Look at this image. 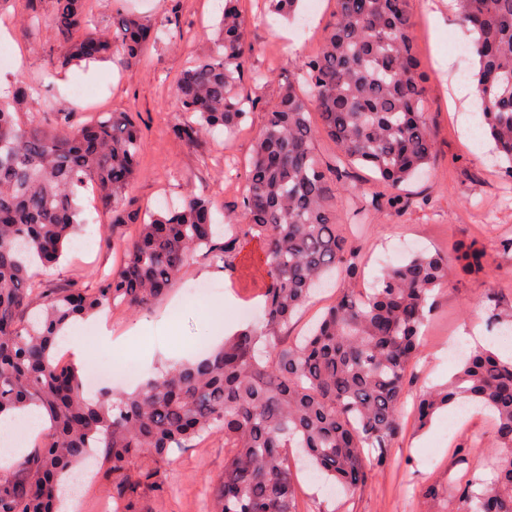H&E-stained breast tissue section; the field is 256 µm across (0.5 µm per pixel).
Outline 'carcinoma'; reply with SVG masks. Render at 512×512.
Returning <instances> with one entry per match:
<instances>
[{"mask_svg":"<svg viewBox=\"0 0 512 512\" xmlns=\"http://www.w3.org/2000/svg\"><path fill=\"white\" fill-rule=\"evenodd\" d=\"M238 2L224 0L214 51L175 83L176 130L188 140L216 129L229 140L247 117L252 100L241 91L247 44ZM266 2L269 12L292 18L299 0ZM86 4L54 0L48 27L66 55L47 75L73 62L132 64L149 44L171 36L120 8L110 27L89 33ZM455 4L472 35L483 133L512 174V0ZM426 102L410 0H336L318 51L267 108L240 211L224 217L219 233L210 198L193 191L181 209L137 219L129 189L144 139L128 113L93 112L74 125L65 112L50 131L38 83L17 81L0 94V416L34 407L50 423L46 442L24 457L19 472L0 475V512H59L60 478L90 467L96 448L112 461V498L132 512L134 490L164 492L171 454L213 431L224 434L226 448L214 512H302L291 448L346 493L385 467L401 433V399L431 299L448 283V257L420 251L387 265L371 293L342 289L302 341L285 343L280 332L325 274H352L360 264L359 252L337 233L317 136L372 170L397 203L401 187L434 155ZM88 186L112 223L139 228L100 287L49 291L31 269L58 265L84 223L79 196ZM250 241L262 245L268 274L259 323L133 392L86 397L84 374L56 356L68 322L121 306L148 310L199 251L230 269ZM462 259L480 270L486 253L471 245ZM463 402L493 415L495 478L488 487L474 475L463 485H431L424 495L434 502L448 495L458 512H512V358L470 348L447 384L422 393L415 424L423 429L437 411ZM132 463L139 464L134 473Z\"/></svg>","mask_w":512,"mask_h":512,"instance_id":"obj_1","label":"carcinoma"}]
</instances>
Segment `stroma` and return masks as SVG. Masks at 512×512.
Here are the masks:
<instances>
[{
    "label": "stroma",
    "mask_w": 512,
    "mask_h": 512,
    "mask_svg": "<svg viewBox=\"0 0 512 512\" xmlns=\"http://www.w3.org/2000/svg\"><path fill=\"white\" fill-rule=\"evenodd\" d=\"M124 8L170 29V40L148 49L132 66L109 61L70 66L66 75L45 77L46 62L61 58L64 48L47 28L27 23L28 0H0V16L7 18L10 39L1 48L25 61L22 74L0 71V91L23 77L42 80L44 95L55 103L46 128L56 115L70 113L84 120L90 109L126 112L141 129L146 147L140 173L130 196L137 211L178 207L187 192L210 196L215 218L236 208L237 185L243 184L245 163L262 126L266 108L282 87L304 69L321 44L332 20L335 0H302L300 18L289 22L269 14L264 0H241L245 20L247 74L265 73L266 81L251 87L257 104L233 139L203 136L190 142L174 130L178 110L174 85L187 63L213 47L214 26L224 0H123ZM416 38L427 78L428 123L435 153L422 177L411 180L402 193L405 204L389 205V190L374 183L368 170L341 164L333 143L317 138L315 151L324 167L342 168L335 181L340 228L363 256L358 273L349 280L331 279L288 325L290 338L304 336L324 306L342 285L372 288L380 267L377 259L393 251L397 259L424 249L454 256L459 244L474 243L488 254L485 268L470 273L453 266L446 288L435 291L420 358L411 371L401 409L403 433L391 450L389 464L375 471L365 487L343 494L309 469L295 468V481L312 512H430L421 495L424 487L447 481L449 474L470 469L492 482V421L487 410L471 405L439 412L426 429L413 422V404L429 386L444 384L456 372L455 351L470 348L472 332H480L492 348L512 349V335L491 324L488 296L512 304V254L502 246L512 240V177L507 176L488 152H477L469 133L478 122V107L454 95L455 88L470 85L463 65L452 59L453 48L470 35L448 10V0H411ZM445 16L442 42H434L430 18ZM90 214L80 236L73 239L57 268L44 271L48 289L78 282L98 287L101 275L117 270L131 224H106L101 203L81 199ZM258 242L243 250L234 271L197 256L184 266L168 296L155 307L133 312L116 309L84 320L86 342L93 359L116 358L139 366L146 379L170 363L194 360L199 349L222 343L229 325H241L240 307H258L267 285L263 265L256 258ZM196 282L221 284L220 293L203 302L188 301L185 287ZM112 337V344L101 341ZM168 489L163 495L137 490V512H204L206 493L224 475V437L213 432L196 446L173 455L165 467Z\"/></svg>",
    "instance_id": "1"
}]
</instances>
